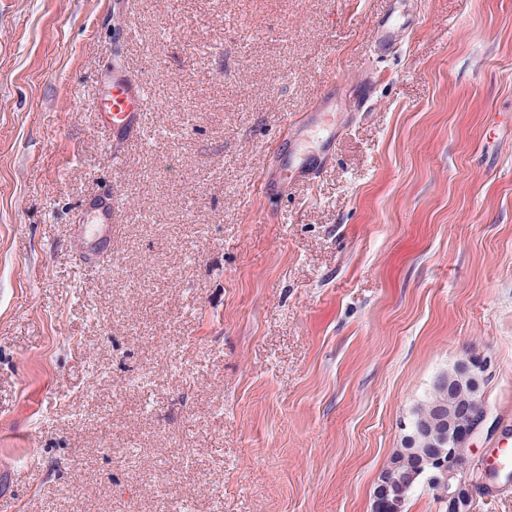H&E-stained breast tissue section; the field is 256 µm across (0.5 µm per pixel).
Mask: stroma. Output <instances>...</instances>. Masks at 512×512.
<instances>
[{
    "label": "stroma",
    "instance_id": "stroma-1",
    "mask_svg": "<svg viewBox=\"0 0 512 512\" xmlns=\"http://www.w3.org/2000/svg\"><path fill=\"white\" fill-rule=\"evenodd\" d=\"M119 61L162 135L116 169ZM331 89L330 162L265 199ZM468 355L478 466L512 430V0H0V506L373 512ZM123 199L120 194L114 193L88 203L85 206V217L82 224L74 225V245L76 248L85 244L89 236H93L98 248L107 250L112 243V234L115 233L123 212Z\"/></svg>",
    "mask_w": 512,
    "mask_h": 512
}]
</instances>
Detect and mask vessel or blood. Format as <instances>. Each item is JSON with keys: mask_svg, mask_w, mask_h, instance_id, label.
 <instances>
[{"mask_svg": "<svg viewBox=\"0 0 512 512\" xmlns=\"http://www.w3.org/2000/svg\"><path fill=\"white\" fill-rule=\"evenodd\" d=\"M148 99L145 82L133 79L123 64L117 63L101 82V89L93 103L102 126L108 129L118 151L113 164H121V149L138 141L143 135V111ZM300 133L282 140L283 157L274 179L264 181L265 195H273L294 182H312L329 160L322 154L309 157L301 150V136L317 139L320 144L332 146L336 139V105L330 99H318L300 122ZM123 212L120 194L108 195L88 203L81 224L74 227V244L82 246L87 237H94L99 249H107Z\"/></svg>", "mask_w": 512, "mask_h": 512, "instance_id": "obj_1", "label": "vessel or blood"}]
</instances>
